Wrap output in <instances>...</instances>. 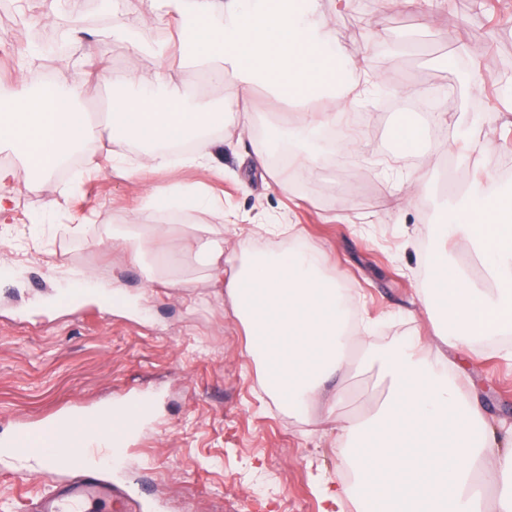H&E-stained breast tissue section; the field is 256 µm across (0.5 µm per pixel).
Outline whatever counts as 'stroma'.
Returning <instances> with one entry per match:
<instances>
[{
  "instance_id": "1",
  "label": "stroma",
  "mask_w": 512,
  "mask_h": 512,
  "mask_svg": "<svg viewBox=\"0 0 512 512\" xmlns=\"http://www.w3.org/2000/svg\"><path fill=\"white\" fill-rule=\"evenodd\" d=\"M321 12L337 47L383 81L365 109L348 114L361 140L357 153L325 136L316 173L288 167L287 153H270L266 132L291 108L259 86L215 136L211 166L148 172L142 148L128 143L120 147L124 169L112 165V128L102 113L130 94L121 77L151 81L162 73L215 106L231 82L191 72L178 52L159 60L110 40L115 26L145 43L162 40L146 0H120L114 13L102 0H68L74 37L55 57L38 50L37 34L57 35L60 26L43 0H0V90L41 88L49 70L56 83L77 86L79 110L98 120L96 138L74 161L83 169L91 158L96 168L78 179L58 171L36 179L8 219V249L0 252V438L20 422L41 424L69 408L121 406L140 395L149 410L145 428L121 449L112 472L135 512H321L316 481L335 480L343 467L324 406L295 418L265 397L223 289L196 279L190 242L217 224L214 213L149 218L168 228L161 248L194 276L190 287L148 282L113 247V230L131 223L146 186L219 199L238 217L224 227L237 250L289 247L287 235L263 231L269 217L300 225L325 275L361 297L382 347L405 337L435 340L441 315L421 304L427 274L415 254L433 250L445 209L477 183L495 196L512 189V177L501 176L512 169V100L501 95L503 74L490 64L512 62V0H448L434 12L404 0H354L345 11L321 0ZM471 47L477 55H468ZM415 86L436 90L437 111L416 110ZM404 122L422 130L419 153L393 149V130ZM471 125L476 150L463 137ZM420 167L426 182L409 205L398 186ZM64 187L70 193L63 198ZM55 198L59 206L47 213ZM357 225L364 234H353ZM80 269L111 280V295L74 287ZM447 355L458 386L479 399L490 425L511 422L512 360L497 344L475 340ZM345 386L339 412L348 417L369 412L384 391L372 373L349 372ZM62 477L56 465L42 472L8 465L0 470V512H21L26 499Z\"/></svg>"
}]
</instances>
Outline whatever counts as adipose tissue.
<instances>
[{
	"mask_svg": "<svg viewBox=\"0 0 512 512\" xmlns=\"http://www.w3.org/2000/svg\"><path fill=\"white\" fill-rule=\"evenodd\" d=\"M158 20L175 21L186 67L212 78L234 79L223 107L194 101L186 90L157 77L115 102L112 132L120 141L146 147V168L161 171L208 162V153L177 157L175 146L203 142L224 127V115L263 86L297 105L289 128H275L271 142L294 138L293 158L307 172L319 159L311 140L320 129L343 123L344 108L375 87L340 53L320 14V0H148ZM74 87L52 92L20 89L0 112V149L21 163L0 169V217L17 205L16 189L32 174H51L72 152L96 137L75 106ZM322 104L321 112L311 107ZM206 193L153 185L141 196L129 229L112 234L148 279L173 265L154 255L166 227L149 223L163 209L214 210ZM272 235L288 233L293 244L256 253L227 250L224 227H207L195 239L201 276L224 286L233 315L248 336L246 351L262 366L265 392L300 414L317 403L346 450L351 486L322 482L325 512H341L349 495L372 512H512V435L498 437L478 400L467 398L450 375L448 356L416 339L383 348L368 318H350L355 299L322 275L316 250L297 225L271 222ZM377 370L383 398L367 415L338 414L341 395L328 384L350 371L353 360ZM498 449L496 468L506 479L487 508L481 490L487 449Z\"/></svg>",
	"mask_w": 512,
	"mask_h": 512,
	"instance_id": "obj_1",
	"label": "adipose tissue"
}]
</instances>
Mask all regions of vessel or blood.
Listing matches in <instances>:
<instances>
[{
	"label": "vessel or blood",
	"instance_id": "1",
	"mask_svg": "<svg viewBox=\"0 0 512 512\" xmlns=\"http://www.w3.org/2000/svg\"><path fill=\"white\" fill-rule=\"evenodd\" d=\"M56 424L61 430L57 441L61 464L69 469L71 476L31 499L25 512H130L129 497L88 468L84 459L93 450L96 437H105L114 446L136 438L139 416L128 418L115 429L100 413L70 411L61 415ZM34 435L33 429L18 428L12 438L0 441V459L23 462L36 456L39 447Z\"/></svg>",
	"mask_w": 512,
	"mask_h": 512
}]
</instances>
